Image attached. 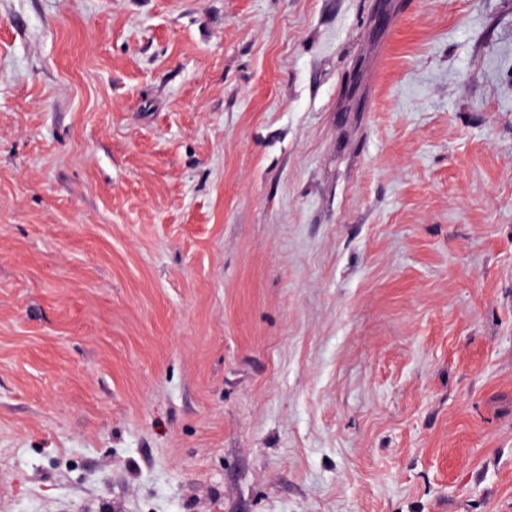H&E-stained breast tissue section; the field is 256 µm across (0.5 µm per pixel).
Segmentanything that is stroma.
<instances>
[{
  "instance_id": "obj_1",
  "label": "stroma",
  "mask_w": 512,
  "mask_h": 512,
  "mask_svg": "<svg viewBox=\"0 0 512 512\" xmlns=\"http://www.w3.org/2000/svg\"><path fill=\"white\" fill-rule=\"evenodd\" d=\"M0 512H512V0H0Z\"/></svg>"
}]
</instances>
